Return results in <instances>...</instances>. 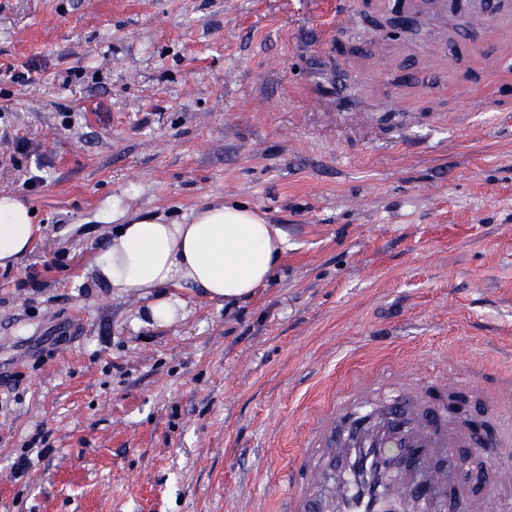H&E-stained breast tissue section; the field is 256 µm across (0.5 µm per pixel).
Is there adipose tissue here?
Wrapping results in <instances>:
<instances>
[{"label":"adipose tissue","instance_id":"1","mask_svg":"<svg viewBox=\"0 0 512 512\" xmlns=\"http://www.w3.org/2000/svg\"><path fill=\"white\" fill-rule=\"evenodd\" d=\"M97 219L113 227L93 264L97 278L113 292L147 298V319L163 326L184 319L185 290L227 303L252 298L289 249L287 231L240 203L216 200L173 218L112 198ZM38 230L22 198L0 194V267L18 264Z\"/></svg>","mask_w":512,"mask_h":512}]
</instances>
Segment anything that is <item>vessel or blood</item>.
Wrapping results in <instances>:
<instances>
[{
  "label": "vessel or blood",
  "instance_id": "obj_1",
  "mask_svg": "<svg viewBox=\"0 0 512 512\" xmlns=\"http://www.w3.org/2000/svg\"><path fill=\"white\" fill-rule=\"evenodd\" d=\"M477 390L458 372L404 385L399 405L367 409L352 390L326 402L283 476L285 512H431L448 490L435 458L476 435L454 397ZM488 400L496 426L512 428V388Z\"/></svg>",
  "mask_w": 512,
  "mask_h": 512
}]
</instances>
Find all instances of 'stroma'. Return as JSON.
Wrapping results in <instances>:
<instances>
[{
    "label": "stroma",
    "mask_w": 512,
    "mask_h": 512,
    "mask_svg": "<svg viewBox=\"0 0 512 512\" xmlns=\"http://www.w3.org/2000/svg\"><path fill=\"white\" fill-rule=\"evenodd\" d=\"M383 0H0V512H278L312 412L355 383L512 381V55ZM264 211L291 247L157 326L94 275L106 198ZM35 275L38 288L26 283ZM27 455L25 473L13 463ZM477 500H512L479 443ZM27 203L11 193L0 194V267L18 264L31 250L39 224Z\"/></svg>",
    "instance_id": "1"
}]
</instances>
